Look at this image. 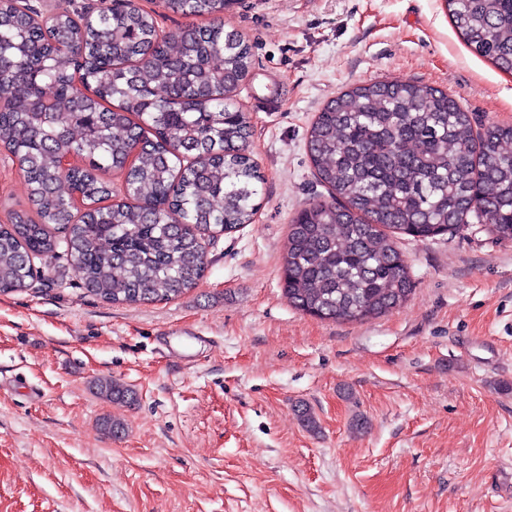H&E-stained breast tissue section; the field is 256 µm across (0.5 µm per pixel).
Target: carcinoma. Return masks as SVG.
I'll return each instance as SVG.
<instances>
[{"instance_id":"obj_1","label":"carcinoma","mask_w":512,"mask_h":512,"mask_svg":"<svg viewBox=\"0 0 512 512\" xmlns=\"http://www.w3.org/2000/svg\"><path fill=\"white\" fill-rule=\"evenodd\" d=\"M474 54L512 72V0H446ZM232 0H168L186 18L175 39L134 0L97 13L64 10L53 30L33 9L0 0V145L28 186L34 213L0 224V293L33 280L32 259L67 261L86 291L112 304L174 299L208 268L204 240L254 221L263 175L234 91L251 48L224 30ZM330 199L289 225L282 289L320 319L363 321L404 304L409 267L388 232L419 239L476 221L512 241V126L474 130L448 95L416 82L357 85L318 112L307 141ZM70 152L79 164L62 170ZM124 176L126 200L100 173ZM86 211L74 219L73 196ZM107 401L132 391L110 377Z\"/></svg>"}]
</instances>
